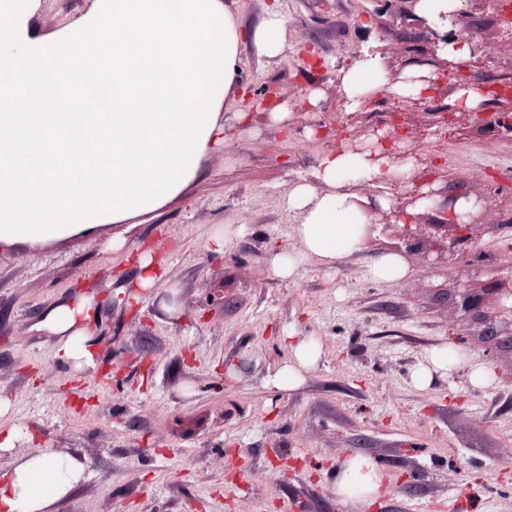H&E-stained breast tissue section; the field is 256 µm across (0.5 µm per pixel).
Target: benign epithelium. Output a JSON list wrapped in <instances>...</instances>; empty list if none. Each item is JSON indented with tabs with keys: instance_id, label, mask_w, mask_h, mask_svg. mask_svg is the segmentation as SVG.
Wrapping results in <instances>:
<instances>
[{
	"instance_id": "7a95c632",
	"label": "benign epithelium",
	"mask_w": 512,
	"mask_h": 512,
	"mask_svg": "<svg viewBox=\"0 0 512 512\" xmlns=\"http://www.w3.org/2000/svg\"><path fill=\"white\" fill-rule=\"evenodd\" d=\"M477 121L493 125L512 139V124L506 112H473ZM402 135L398 128L387 129L377 139L379 152H371L374 159L388 157L391 164L401 166L408 158L404 152L394 151V145ZM440 194L428 183H412V187L391 197L390 215L383 216L387 228L413 222L411 210L419 205L435 203L434 210L442 214V224H420L417 231L409 233L406 247L423 255L425 264L433 272L448 270V266L471 253L475 244L473 230L477 215L456 213L457 196L446 195L444 203H438ZM458 307L463 313L483 325L481 336L492 349L512 352V270L488 280L482 287L473 288L467 283L455 289Z\"/></svg>"
}]
</instances>
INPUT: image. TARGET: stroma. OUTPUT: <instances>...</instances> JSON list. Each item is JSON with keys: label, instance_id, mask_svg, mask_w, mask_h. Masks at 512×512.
Returning a JSON list of instances; mask_svg holds the SVG:
<instances>
[{"label": "stroma", "instance_id": "stroma-1", "mask_svg": "<svg viewBox=\"0 0 512 512\" xmlns=\"http://www.w3.org/2000/svg\"><path fill=\"white\" fill-rule=\"evenodd\" d=\"M241 35L239 84L224 105L226 139L183 197L152 220L0 252L1 420L30 434L21 451L56 448L84 457L86 476L57 512H352L332 474L349 455L373 457L387 478L370 512H512V355L489 354L480 324L462 317L450 291L456 270L430 271L407 254L395 283L366 280V264L402 245L376 231L333 265L303 258L289 188L311 180L339 146L371 149L372 129L397 124L402 149L422 162L414 179L452 194H484L475 247L480 280L512 268V140L461 114L440 136L434 112L463 86L512 82L506 14L472 0L448 38L485 47V64L461 60L428 89V109L403 105L398 85L442 69L446 57L402 0H227ZM278 5L288 39L278 57L249 36ZM311 46L319 64L302 62ZM379 54L386 80L351 108L339 75ZM268 94L287 117L244 113L243 92ZM241 228L223 253L218 227ZM124 240L123 251L112 248ZM142 248L167 261L140 316L123 298ZM300 256L298 273L270 271L273 251ZM177 288L180 313L160 299ZM81 289L103 302L96 366L76 372L36 329L42 312ZM314 338L317 365L292 391L271 380L287 364L288 331ZM452 348L448 380L417 386L426 355ZM493 373L477 389L470 361ZM300 468L285 471V463ZM415 493L402 492L406 482Z\"/></svg>", "mask_w": 512, "mask_h": 512}]
</instances>
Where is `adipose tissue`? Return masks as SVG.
<instances>
[{
    "label": "adipose tissue",
    "mask_w": 512,
    "mask_h": 512,
    "mask_svg": "<svg viewBox=\"0 0 512 512\" xmlns=\"http://www.w3.org/2000/svg\"><path fill=\"white\" fill-rule=\"evenodd\" d=\"M42 8L0 0V250L153 216L223 146L222 109L238 83L240 35L225 0H91L76 23L51 32L35 24ZM250 36L277 56L287 40L279 9ZM383 79L371 54L341 72L354 106ZM380 174V163L342 147L321 158L314 184L289 189L306 256L330 264L357 248L366 216L346 180ZM100 311L83 291L43 311L37 327L59 363L95 365ZM285 341L292 358L272 383L290 391L319 348L308 336ZM86 469L80 455L48 448L19 456L0 471V512H53ZM384 478L374 459L356 456L337 469L336 492L367 512Z\"/></svg>",
    "instance_id": "ef3b65f1"
}]
</instances>
